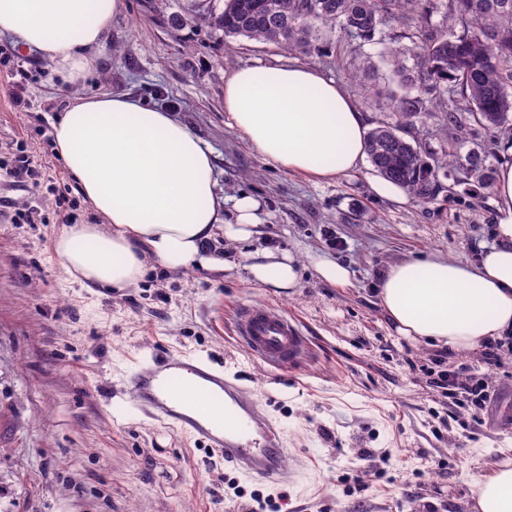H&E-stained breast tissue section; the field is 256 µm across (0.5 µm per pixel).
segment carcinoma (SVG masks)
I'll return each mask as SVG.
<instances>
[{"label":"carcinoma","mask_w":512,"mask_h":512,"mask_svg":"<svg viewBox=\"0 0 512 512\" xmlns=\"http://www.w3.org/2000/svg\"><path fill=\"white\" fill-rule=\"evenodd\" d=\"M230 13L197 0L198 14L228 39L246 37L277 44L290 52L321 51L322 34L371 41L390 22L412 31L413 48L387 61L389 81L399 87L388 96L396 120L369 132L366 150L375 171L428 203L444 190L440 170L459 157L457 138L445 139L443 160L405 138L412 119L433 102L444 112V126L461 127L458 113L491 128L512 126V0H236ZM442 14V27L430 25ZM377 69L367 56L349 63L353 78ZM490 152L472 150L464 173L482 186L493 181Z\"/></svg>","instance_id":"1"}]
</instances>
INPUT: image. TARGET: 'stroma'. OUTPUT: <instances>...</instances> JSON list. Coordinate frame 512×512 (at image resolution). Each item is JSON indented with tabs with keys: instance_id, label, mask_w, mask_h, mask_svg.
<instances>
[{
	"instance_id": "obj_1",
	"label": "stroma",
	"mask_w": 512,
	"mask_h": 512,
	"mask_svg": "<svg viewBox=\"0 0 512 512\" xmlns=\"http://www.w3.org/2000/svg\"><path fill=\"white\" fill-rule=\"evenodd\" d=\"M193 0H126L100 50L101 68L74 88L36 51L0 34V166L27 159L38 186L0 175V512H249L252 494L287 495V512H466L476 481L512 440V345L487 409L434 387L439 367L483 378L477 352L399 336L376 288L390 263L440 256L475 262L496 243L492 188L452 170L429 203L375 194L371 163L328 181L281 169L224 121V75L272 63L314 66L336 80L370 126L394 122L386 87L351 79L344 61L383 43L330 40L305 56L224 34L193 18ZM130 94L188 125L212 148L219 190L260 201L269 245L299 261L296 288L254 283L237 256L227 272H172L148 263L123 288H86L53 258L64 226L100 218L53 146L52 124L76 96ZM21 108H14L13 98ZM336 238L341 249L329 246ZM349 272L321 279L318 261ZM296 317L312 343L295 372L276 374L235 342L243 303ZM184 353L225 367L256 392L288 450L278 486L242 479L223 458L134 406L144 359Z\"/></svg>"
}]
</instances>
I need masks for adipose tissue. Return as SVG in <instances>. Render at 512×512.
Returning <instances> with one entry per match:
<instances>
[{
  "label": "adipose tissue",
  "instance_id": "obj_1",
  "mask_svg": "<svg viewBox=\"0 0 512 512\" xmlns=\"http://www.w3.org/2000/svg\"><path fill=\"white\" fill-rule=\"evenodd\" d=\"M125 0H0V33L37 50L70 85L98 70V50ZM224 112L265 160L318 179L354 171L369 125L335 80L299 63L241 66L224 76ZM55 152L100 221L73 224L53 250L67 274L87 286L135 283L147 261L173 271H226L234 260L210 251L217 237L252 242L259 201L217 202L209 144L171 113L130 95L78 98L53 126ZM493 192L497 245L472 264L437 258L389 265L379 302L397 332L413 341L472 352L512 338V143H503ZM257 283L289 289L298 262L286 251L249 253ZM475 512H512V463L477 481Z\"/></svg>",
  "mask_w": 512,
  "mask_h": 512
}]
</instances>
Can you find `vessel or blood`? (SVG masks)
Segmentation results:
<instances>
[{
	"mask_svg": "<svg viewBox=\"0 0 512 512\" xmlns=\"http://www.w3.org/2000/svg\"><path fill=\"white\" fill-rule=\"evenodd\" d=\"M233 328L247 355L277 371L295 368L310 353V340L295 320L263 305L241 304ZM191 380L208 398L211 412L199 413L186 404L184 391ZM128 393L140 410L205 444L243 479L284 482L288 450L282 436L230 373L200 358L169 354L140 365Z\"/></svg>",
	"mask_w": 512,
	"mask_h": 512,
	"instance_id": "1",
	"label": "vessel or blood"
}]
</instances>
